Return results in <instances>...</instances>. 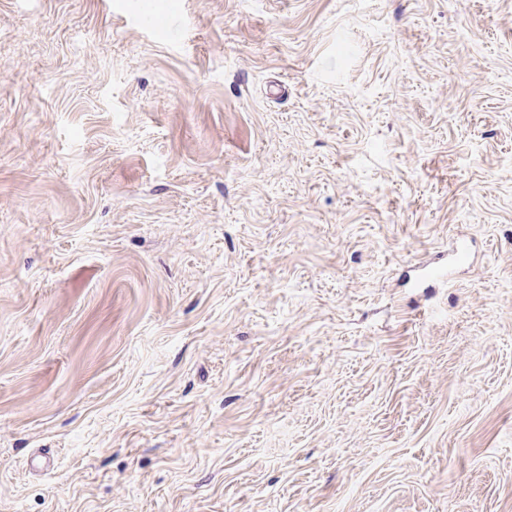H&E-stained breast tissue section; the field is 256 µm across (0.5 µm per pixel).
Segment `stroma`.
I'll use <instances>...</instances> for the list:
<instances>
[{
  "label": "stroma",
  "instance_id": "35a3bbf8",
  "mask_svg": "<svg viewBox=\"0 0 512 512\" xmlns=\"http://www.w3.org/2000/svg\"><path fill=\"white\" fill-rule=\"evenodd\" d=\"M0 512H512V0H0Z\"/></svg>",
  "mask_w": 512,
  "mask_h": 512
}]
</instances>
